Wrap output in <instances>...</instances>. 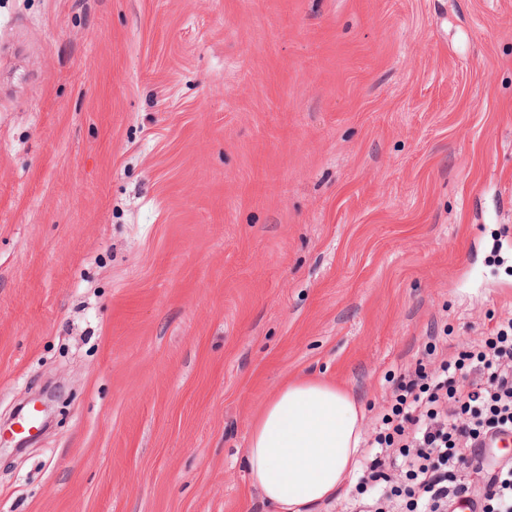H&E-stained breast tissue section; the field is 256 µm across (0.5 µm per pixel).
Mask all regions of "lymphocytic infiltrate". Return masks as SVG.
Segmentation results:
<instances>
[{"label": "lymphocytic infiltrate", "instance_id": "f902f5d3", "mask_svg": "<svg viewBox=\"0 0 512 512\" xmlns=\"http://www.w3.org/2000/svg\"><path fill=\"white\" fill-rule=\"evenodd\" d=\"M475 373L481 384L454 387L456 376ZM512 431V318L495 335L443 359L438 371L417 366L400 384L390 415L376 436L378 453L361 479L391 495L416 497L420 512H450L465 494L456 472L478 459L487 440Z\"/></svg>", "mask_w": 512, "mask_h": 512}]
</instances>
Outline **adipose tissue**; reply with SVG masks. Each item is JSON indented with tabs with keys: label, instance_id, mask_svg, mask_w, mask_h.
I'll return each mask as SVG.
<instances>
[{
	"label": "adipose tissue",
	"instance_id": "obj_1",
	"mask_svg": "<svg viewBox=\"0 0 512 512\" xmlns=\"http://www.w3.org/2000/svg\"><path fill=\"white\" fill-rule=\"evenodd\" d=\"M361 405L346 388L298 376L252 423L244 464L269 512H323L361 452Z\"/></svg>",
	"mask_w": 512,
	"mask_h": 512
}]
</instances>
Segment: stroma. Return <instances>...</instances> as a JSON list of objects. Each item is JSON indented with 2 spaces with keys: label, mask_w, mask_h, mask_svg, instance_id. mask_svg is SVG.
<instances>
[{
  "label": "stroma",
  "mask_w": 512,
  "mask_h": 512,
  "mask_svg": "<svg viewBox=\"0 0 512 512\" xmlns=\"http://www.w3.org/2000/svg\"><path fill=\"white\" fill-rule=\"evenodd\" d=\"M508 317L512 0H0V512H266L288 377ZM50 400L51 395L50 397H48L47 392H42L33 396L25 404L20 406L14 413L13 417L11 418L10 423L7 424L9 427L4 428L2 438L3 444L8 445L14 443L16 448H22L31 441L30 439H26L24 437H17L15 434V432L21 430V427L18 425V422L24 417L28 407L30 406L35 405L36 408H38L41 411L40 418L42 431L47 429L49 421L52 418L51 404L49 403ZM2 439L0 440V443Z\"/></svg>",
  "instance_id": "obj_1"
}]
</instances>
